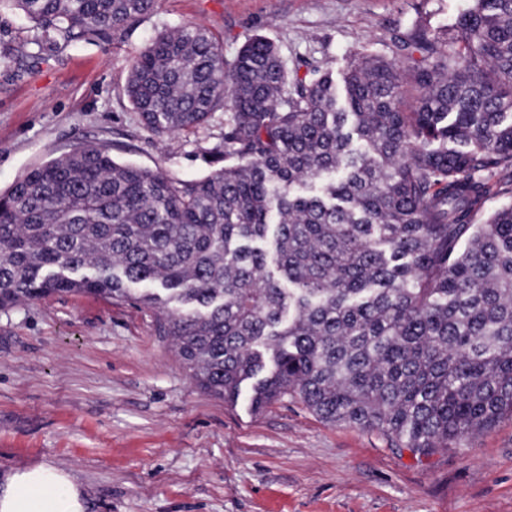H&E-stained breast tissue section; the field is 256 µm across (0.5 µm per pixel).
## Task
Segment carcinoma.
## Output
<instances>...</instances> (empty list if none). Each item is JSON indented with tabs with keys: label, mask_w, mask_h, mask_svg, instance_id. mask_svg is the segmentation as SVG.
Returning a JSON list of instances; mask_svg holds the SVG:
<instances>
[{
	"label": "carcinoma",
	"mask_w": 512,
	"mask_h": 512,
	"mask_svg": "<svg viewBox=\"0 0 512 512\" xmlns=\"http://www.w3.org/2000/svg\"><path fill=\"white\" fill-rule=\"evenodd\" d=\"M43 51L109 42L156 0H0ZM363 55L336 87L256 36L227 59L185 22L133 59L126 94L163 136L224 114L212 170L182 180L81 143L0 194V310L51 294L161 310L195 384L415 457L512 417V0H473L457 36Z\"/></svg>",
	"instance_id": "cac0c4a2"
}]
</instances>
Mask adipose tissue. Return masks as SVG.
<instances>
[{
  "mask_svg": "<svg viewBox=\"0 0 512 512\" xmlns=\"http://www.w3.org/2000/svg\"><path fill=\"white\" fill-rule=\"evenodd\" d=\"M85 488L48 462L0 473V512H86Z\"/></svg>",
  "mask_w": 512,
  "mask_h": 512,
  "instance_id": "1",
  "label": "adipose tissue"
}]
</instances>
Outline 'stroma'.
I'll list each match as a JSON object with an SVG mask.
<instances>
[{"instance_id": "35a3bbf8", "label": "stroma", "mask_w": 512, "mask_h": 512, "mask_svg": "<svg viewBox=\"0 0 512 512\" xmlns=\"http://www.w3.org/2000/svg\"><path fill=\"white\" fill-rule=\"evenodd\" d=\"M472 0H157L107 43L37 57L22 12L0 11V193L78 142L117 160L199 179L222 118L189 134L143 127L125 95L130 65L159 32L193 21L225 57L257 34L288 68L358 55L409 64L392 38L447 39ZM158 312L132 301L51 295L0 310V472L47 461L72 473L88 512H512V418L467 448L419 460L377 433L330 425L287 398L257 413L197 388Z\"/></svg>"}]
</instances>
